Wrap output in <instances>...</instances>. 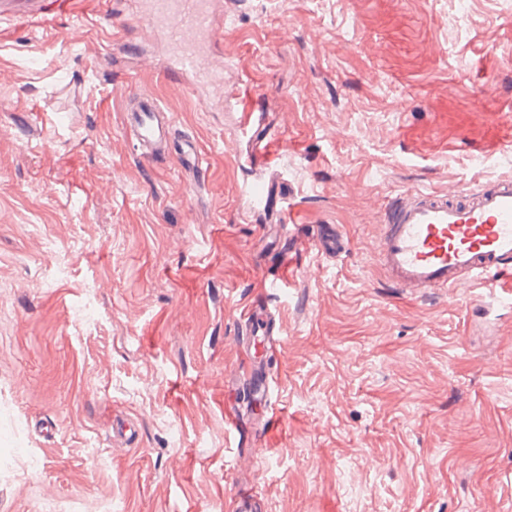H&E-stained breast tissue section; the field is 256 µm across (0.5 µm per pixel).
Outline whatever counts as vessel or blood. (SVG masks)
I'll use <instances>...</instances> for the list:
<instances>
[{
	"label": "vessel or blood",
	"instance_id": "vessel-or-blood-1",
	"mask_svg": "<svg viewBox=\"0 0 512 512\" xmlns=\"http://www.w3.org/2000/svg\"><path fill=\"white\" fill-rule=\"evenodd\" d=\"M136 12L144 37L162 41L174 69L191 77L198 91L223 84L224 70L208 54L224 35L223 26L212 20L210 0H138ZM116 91L129 105V132L138 149L155 156L167 142L170 114L150 91H136L124 83ZM344 245L339 229L328 224L317 251L332 258ZM377 260L393 287L409 292L477 285L493 294L511 288L512 177L476 190L400 196L382 217ZM240 323L245 329L244 347L259 342L269 349L276 345L268 304H245ZM274 382L265 366L253 363L228 387L235 391L248 385L252 400L267 406Z\"/></svg>",
	"mask_w": 512,
	"mask_h": 512
}]
</instances>
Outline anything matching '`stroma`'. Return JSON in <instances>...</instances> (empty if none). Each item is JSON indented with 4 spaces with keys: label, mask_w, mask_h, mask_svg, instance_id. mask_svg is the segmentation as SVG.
<instances>
[{
    "label": "stroma",
    "mask_w": 512,
    "mask_h": 512,
    "mask_svg": "<svg viewBox=\"0 0 512 512\" xmlns=\"http://www.w3.org/2000/svg\"><path fill=\"white\" fill-rule=\"evenodd\" d=\"M101 2L0 21V512H229L241 486L265 512H512V304L401 291L375 259L400 194L512 176V141L482 151L512 108V0H223L211 52L253 97L233 79L220 108L172 91L134 0ZM116 81L205 181L141 155ZM261 295L278 382L247 422L225 384ZM255 110L256 108H251L249 112H243L244 122L242 131L245 135L249 136V140H252L254 138L256 139L252 142L254 148L256 149V151H258L255 154L258 157L264 159V157L267 155V152L272 151V148L274 147L276 141L272 138H268L269 132L264 137L255 136L254 128L256 124L254 122H251V118ZM339 248H342V251H338ZM345 250L346 244L339 229L333 224L323 226V233L317 243L318 253L326 257L334 258L336 252L340 254Z\"/></svg>",
    "instance_id": "35a3bbf8"
}]
</instances>
